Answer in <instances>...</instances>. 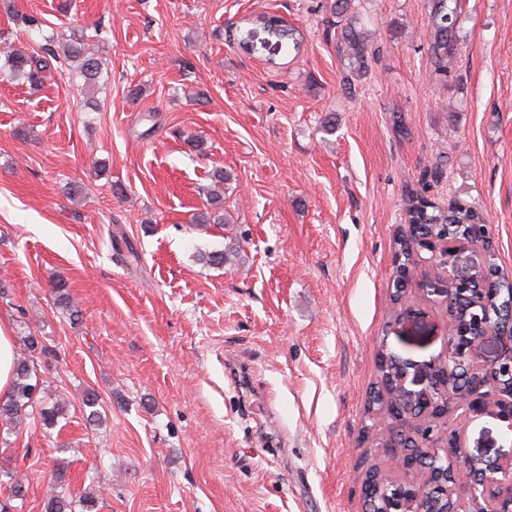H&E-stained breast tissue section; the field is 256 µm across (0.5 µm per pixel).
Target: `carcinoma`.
Here are the masks:
<instances>
[{
    "label": "carcinoma",
    "instance_id": "1",
    "mask_svg": "<svg viewBox=\"0 0 512 512\" xmlns=\"http://www.w3.org/2000/svg\"><path fill=\"white\" fill-rule=\"evenodd\" d=\"M352 0H332L331 13L343 21L340 31L336 33V44L341 56L348 61L351 72L360 73L368 66L369 44L367 32L353 21L351 15ZM429 10L425 30L427 51L437 76L446 79L452 74L456 63V45L458 30V13L456 0H429ZM267 33L283 41H292L293 48H298L292 30L281 24V21L271 16L264 20ZM0 56L4 57V68L11 78L24 81L32 88L44 85L47 72L56 71L67 74L68 79H79L82 89L90 94L97 93L103 77V64L86 47L84 35H73L66 39L62 51H57L54 38H46V44L39 50L28 51L3 46ZM406 224L409 235L431 236L448 232L453 239L470 237L469 230L473 224H484L486 219L478 208L459 203L449 209H443L420 193H412L405 199ZM407 235V236H409ZM407 236L402 234L394 241V261L398 268L406 269L414 261ZM236 249L230 247L201 254V260L217 268L231 262V254ZM496 294L487 295L489 305L499 306L505 302L506 296L512 293V281L499 275H494ZM33 368L30 360L17 359L15 363L14 381L11 394L0 401V420L15 425L22 421L27 407L31 406L38 384L33 382ZM69 401L58 398L50 405L39 409V421L42 425L53 427L67 414ZM83 405L90 409L86 416L88 423H102L98 406V396L93 392L84 395ZM388 405V400L381 386H376L368 403V413L372 420L386 424L381 411ZM0 476L9 484L11 496L24 499L27 493L25 482L11 470L0 472ZM366 495L370 497V507L373 512H384L395 497L396 482L387 470L384 461L375 460L368 469L365 478ZM72 499L67 489L59 486L53 488L44 503V512H70Z\"/></svg>",
    "mask_w": 512,
    "mask_h": 512
}]
</instances>
